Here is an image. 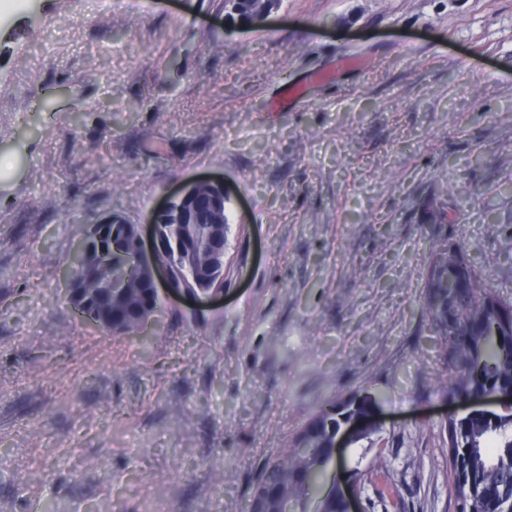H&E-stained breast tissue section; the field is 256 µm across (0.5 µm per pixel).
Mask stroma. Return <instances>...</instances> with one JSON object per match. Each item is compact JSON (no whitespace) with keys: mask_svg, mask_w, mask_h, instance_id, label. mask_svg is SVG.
<instances>
[{"mask_svg":"<svg viewBox=\"0 0 512 512\" xmlns=\"http://www.w3.org/2000/svg\"><path fill=\"white\" fill-rule=\"evenodd\" d=\"M205 177L223 303L81 321L87 225ZM439 240L512 298V0H278L242 29L224 0H0V512H242L350 396L364 512H456ZM72 269L74 273L81 272V254L80 252H77L74 256V260L72 263ZM70 271H67L64 274L63 281L66 285L65 288V295L66 298L69 300V302L73 305L76 314L80 319H88L86 312L84 309H86L89 305V302L87 299L80 300V298L77 296V290L75 288V282H74V275Z\"/></svg>","mask_w":512,"mask_h":512,"instance_id":"1","label":"stroma"}]
</instances>
